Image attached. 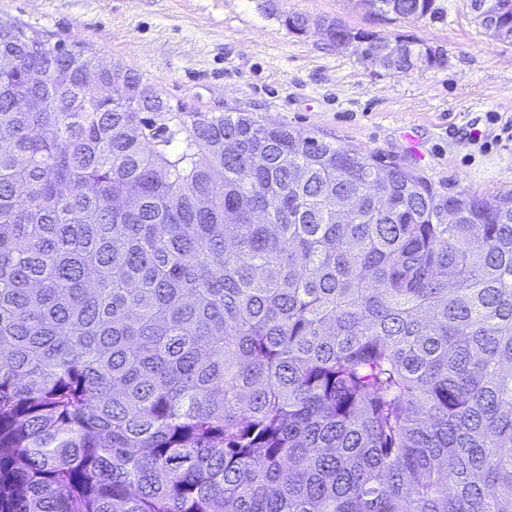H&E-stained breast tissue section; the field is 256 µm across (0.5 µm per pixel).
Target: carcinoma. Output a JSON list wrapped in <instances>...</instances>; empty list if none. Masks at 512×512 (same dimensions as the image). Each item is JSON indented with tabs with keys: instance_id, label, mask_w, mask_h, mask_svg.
<instances>
[{
	"instance_id": "obj_1",
	"label": "carcinoma",
	"mask_w": 512,
	"mask_h": 512,
	"mask_svg": "<svg viewBox=\"0 0 512 512\" xmlns=\"http://www.w3.org/2000/svg\"><path fill=\"white\" fill-rule=\"evenodd\" d=\"M0 512H512V196L0 23Z\"/></svg>"
}]
</instances>
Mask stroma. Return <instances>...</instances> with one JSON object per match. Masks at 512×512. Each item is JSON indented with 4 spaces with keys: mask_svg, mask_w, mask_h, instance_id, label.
Listing matches in <instances>:
<instances>
[{
    "mask_svg": "<svg viewBox=\"0 0 512 512\" xmlns=\"http://www.w3.org/2000/svg\"><path fill=\"white\" fill-rule=\"evenodd\" d=\"M415 22L363 0H0V20L51 43L88 47L131 69L187 110H242L304 134L382 155L439 194L512 195V44L474 20L469 0H435ZM314 24L288 31L286 14ZM416 35L444 66L395 74L329 44L316 25ZM481 140H472L474 131Z\"/></svg>",
    "mask_w": 512,
    "mask_h": 512,
    "instance_id": "35a3bbf8",
    "label": "stroma"
}]
</instances>
